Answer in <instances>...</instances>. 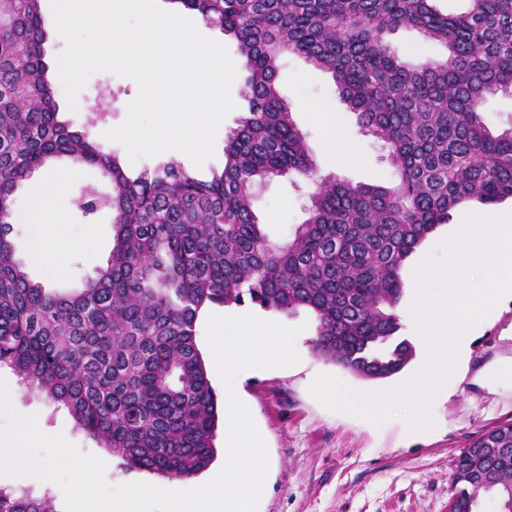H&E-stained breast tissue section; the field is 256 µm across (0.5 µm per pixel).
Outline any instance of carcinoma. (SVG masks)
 <instances>
[{
  "label": "carcinoma",
  "instance_id": "cac0c4a2",
  "mask_svg": "<svg viewBox=\"0 0 512 512\" xmlns=\"http://www.w3.org/2000/svg\"><path fill=\"white\" fill-rule=\"evenodd\" d=\"M237 44L247 111L203 177L171 159L136 176L97 137L58 119L40 0H0V365L68 409L127 471L182 480L215 458L217 399L197 346L212 305L248 300L306 310L313 350L369 379L399 373L404 261L451 212L512 200V127L494 135L482 105L512 94V0H171ZM419 31L445 54L415 63L387 40ZM331 73L361 127L389 149L391 187L323 176L277 90L280 60ZM94 167L110 190L79 200L112 213L106 266L60 292L33 281L8 238L16 194L38 169ZM292 175L315 186L308 218L272 241L252 188ZM450 512L492 496L512 512V423L476 435L454 460ZM0 512H56L49 493L0 488Z\"/></svg>",
  "mask_w": 512,
  "mask_h": 512
}]
</instances>
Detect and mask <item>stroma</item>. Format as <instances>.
I'll return each instance as SVG.
<instances>
[{
    "instance_id": "35a3bbf8",
    "label": "stroma",
    "mask_w": 512,
    "mask_h": 512,
    "mask_svg": "<svg viewBox=\"0 0 512 512\" xmlns=\"http://www.w3.org/2000/svg\"><path fill=\"white\" fill-rule=\"evenodd\" d=\"M277 85L322 173L352 184L393 185L394 169L387 148L360 128L356 112L342 101L329 73L289 55L280 63ZM138 92L131 78L97 72L79 93L76 110L67 109L64 92H57L56 99L63 108L62 120L76 130L89 126L93 113H103V120L93 126L96 136L103 137L105 131L125 120L127 107ZM332 132L351 145L355 159L342 160L327 153L326 142ZM89 185L103 192L108 189L107 181L94 168H72L56 199L67 213L66 223L56 225L53 235L66 268L65 277L53 283L57 289L78 287L83 277L106 263L112 249L110 213L102 210L87 216L76 205ZM311 191L310 183L286 176L254 187L253 211L272 240H283L306 220ZM508 209L512 210L511 200L463 205L418 252L424 256L434 253L452 225L467 216L490 217ZM250 311L267 321L303 328L295 342L299 363L251 373L242 380L268 454L267 485L257 512H448L454 494L451 474L459 450L478 432L512 421V385L493 378L494 373L512 366L511 299L501 302L497 316L479 323L464 377L449 381L447 392L434 397L430 410L433 426L419 438L407 436L403 419L378 428L325 409L309 392L321 373L336 375L365 392L396 386L401 375L365 379L319 356L312 349L316 321L308 312L288 316L255 305ZM0 381L16 385L13 408L37 415L44 433L63 434L81 452L104 460L109 484L157 481V474L123 469L117 457L75 428L64 407L19 384L10 368L0 367Z\"/></svg>"
}]
</instances>
